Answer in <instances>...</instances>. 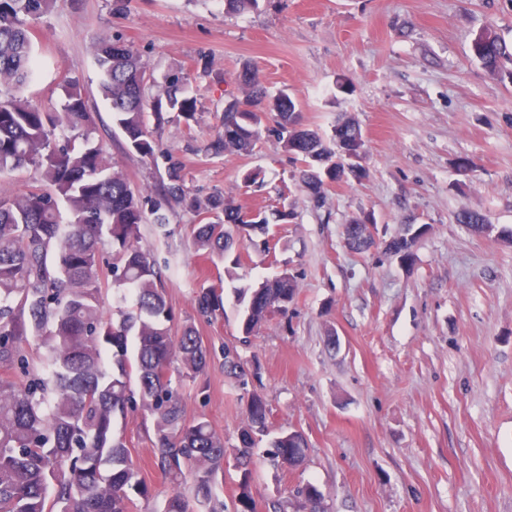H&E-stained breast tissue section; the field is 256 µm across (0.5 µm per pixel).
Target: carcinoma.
Segmentation results:
<instances>
[{"label": "carcinoma", "mask_w": 512, "mask_h": 512, "mask_svg": "<svg viewBox=\"0 0 512 512\" xmlns=\"http://www.w3.org/2000/svg\"><path fill=\"white\" fill-rule=\"evenodd\" d=\"M55 2L0 0V173L27 168L38 173L35 183L0 197V512H132L148 489L114 421L139 407L154 417L156 465L177 486L157 512H216L224 438L208 419L186 418L181 395L183 382L203 373L208 350L193 326L173 331L164 276L139 243L140 225L149 218L165 229L168 211L176 206L206 216L208 221L193 230L194 245L222 260L233 250L237 225L249 226V246L266 252L269 226L288 223L293 213L284 207L262 210L256 224L222 193H190L182 162L152 138L147 115L159 124L171 112L187 124L198 122L197 99L188 93L194 76L174 73L164 95L152 97L146 86L135 97L132 86L143 81L147 68L119 39L99 42L100 93L109 101L126 152L164 169L147 192L132 188L108 162L103 145L93 142L94 119L78 81L62 85L58 108L29 100L30 25ZM472 50L487 72L512 83V69L506 67L512 45L485 27ZM235 84L238 95L222 109L221 130L204 151L248 153L263 131L272 129L300 164L299 186L321 207L324 186L336 181L335 146L305 126L287 92L269 93L255 67L247 66ZM335 131L349 148L364 149L354 121L337 122ZM456 222L476 233L493 229L486 215L466 208L457 212ZM428 229L404 225L399 236L410 239L396 251L403 264L412 263ZM345 241L357 253L376 246L366 221L358 218L346 225ZM107 242L116 257L110 280L99 260ZM104 288L113 290L110 313L101 304ZM296 290V279L282 275L255 288H234L244 338L255 335L275 312H287ZM222 293L220 286L202 288L196 295L199 311L219 310ZM224 373L245 378L239 354H224ZM246 412L234 448L237 512H256L253 448L268 435V408L258 391L249 394ZM269 447L271 461L295 468L304 461L307 440L300 431H286ZM188 478L193 508L178 490ZM296 497L308 512H327L324 495L312 483L298 488Z\"/></svg>", "instance_id": "carcinoma-1"}]
</instances>
